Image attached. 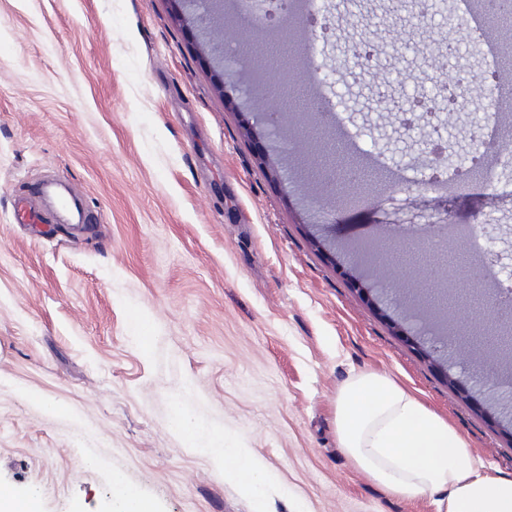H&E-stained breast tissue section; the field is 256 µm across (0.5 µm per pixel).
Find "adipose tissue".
Listing matches in <instances>:
<instances>
[{"instance_id":"1","label":"adipose tissue","mask_w":512,"mask_h":512,"mask_svg":"<svg viewBox=\"0 0 512 512\" xmlns=\"http://www.w3.org/2000/svg\"><path fill=\"white\" fill-rule=\"evenodd\" d=\"M175 431L216 466L264 512L273 477L237 440L215 436L207 422L175 407ZM341 448L388 495L432 498L436 512H512V478L482 473L462 437L439 415L391 378L352 374L336 400Z\"/></svg>"}]
</instances>
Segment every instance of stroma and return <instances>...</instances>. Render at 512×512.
Instances as JSON below:
<instances>
[{"label": "stroma", "instance_id": "stroma-1", "mask_svg": "<svg viewBox=\"0 0 512 512\" xmlns=\"http://www.w3.org/2000/svg\"><path fill=\"white\" fill-rule=\"evenodd\" d=\"M198 0H0V486L42 512H113L120 477L154 512H254L170 425L183 403L275 474L266 512H435L388 496L340 448L336 396L384 374L448 421L489 474L512 478V351L447 262L407 258L423 224H480L512 258V161L448 188L477 130L512 119L473 74L512 56L448 41L472 27L444 0H328L294 33V105L258 17L224 12L200 34ZM440 44L422 54L424 40ZM336 82V111L305 46ZM237 67L226 71L224 54ZM461 86H437L440 72ZM431 97L402 126L397 108ZM359 166L358 205L330 196L326 156ZM64 182L87 221L47 209L21 224L28 187ZM353 224L372 225L362 253ZM143 325L148 345L134 338Z\"/></svg>", "mask_w": 512, "mask_h": 512}]
</instances>
